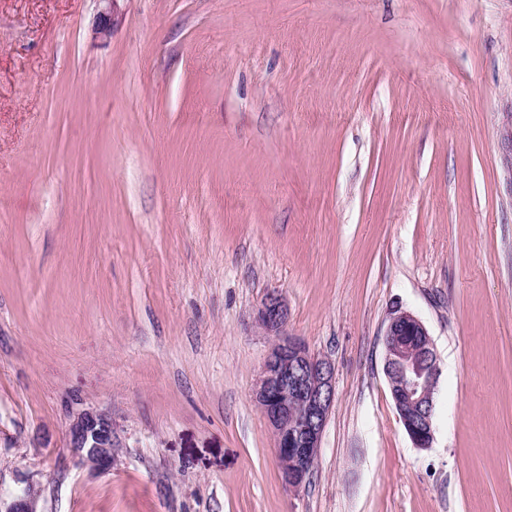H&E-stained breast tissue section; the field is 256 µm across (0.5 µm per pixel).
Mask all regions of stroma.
I'll list each match as a JSON object with an SVG mask.
<instances>
[{
  "label": "stroma",
  "mask_w": 512,
  "mask_h": 512,
  "mask_svg": "<svg viewBox=\"0 0 512 512\" xmlns=\"http://www.w3.org/2000/svg\"><path fill=\"white\" fill-rule=\"evenodd\" d=\"M0 0V500L38 512H512V0ZM330 359L285 486L252 391ZM440 360L414 447L389 312ZM112 421V465L72 413ZM287 318L280 296L267 295L258 320L274 343L253 396L274 433L282 479L290 488H299L307 482L321 448L335 399V370L328 358L285 333ZM67 446L95 466L111 465L112 448L115 446L112 421L97 410L79 411L70 425Z\"/></svg>",
  "instance_id": "35a3bbf8"
}]
</instances>
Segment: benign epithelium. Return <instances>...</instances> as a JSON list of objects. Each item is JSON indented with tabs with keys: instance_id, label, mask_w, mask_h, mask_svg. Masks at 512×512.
<instances>
[{
	"instance_id": "7a95c632",
	"label": "benign epithelium",
	"mask_w": 512,
	"mask_h": 512,
	"mask_svg": "<svg viewBox=\"0 0 512 512\" xmlns=\"http://www.w3.org/2000/svg\"><path fill=\"white\" fill-rule=\"evenodd\" d=\"M287 309L269 294L258 311L261 327L274 338L256 380L253 396L275 437L282 479L298 488L317 460L325 425L335 399L332 362L312 353L285 333ZM384 373L402 426L417 448L434 440V399L440 376L439 358L431 335L413 313L393 310L384 331ZM67 447L99 467L112 464V421L103 412L83 409L69 428ZM0 512H37L29 489L18 493Z\"/></svg>"
}]
</instances>
